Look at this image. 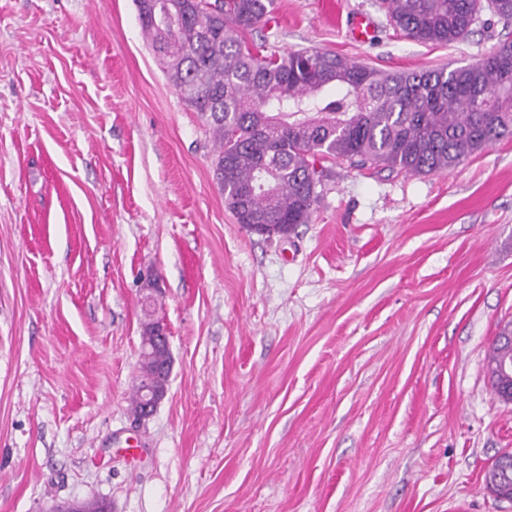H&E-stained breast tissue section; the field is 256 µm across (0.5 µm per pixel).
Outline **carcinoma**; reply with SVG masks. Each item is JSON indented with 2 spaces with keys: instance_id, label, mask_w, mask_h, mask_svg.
<instances>
[{
  "instance_id": "obj_1",
  "label": "carcinoma",
  "mask_w": 512,
  "mask_h": 512,
  "mask_svg": "<svg viewBox=\"0 0 512 512\" xmlns=\"http://www.w3.org/2000/svg\"><path fill=\"white\" fill-rule=\"evenodd\" d=\"M144 34L167 76L205 118L214 176L250 232L307 224L323 197L325 161L381 163L411 174L452 170L512 139V42L454 68L389 73L334 53L264 54L246 34L268 23L274 0H136ZM391 26L420 42L463 40L488 11L512 20V0H381ZM512 358L494 341L487 362ZM171 363L156 350L144 378Z\"/></svg>"
}]
</instances>
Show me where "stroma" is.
Listing matches in <instances>:
<instances>
[{
  "label": "stroma",
  "mask_w": 512,
  "mask_h": 512,
  "mask_svg": "<svg viewBox=\"0 0 512 512\" xmlns=\"http://www.w3.org/2000/svg\"><path fill=\"white\" fill-rule=\"evenodd\" d=\"M247 38L390 72L475 62L512 22L428 46L377 0H276ZM213 158L135 0H0V512H512L484 484L512 452L486 367L512 140L440 174L329 166L285 239L236 223ZM149 316L172 367L137 421Z\"/></svg>",
  "instance_id": "obj_1"
}]
</instances>
